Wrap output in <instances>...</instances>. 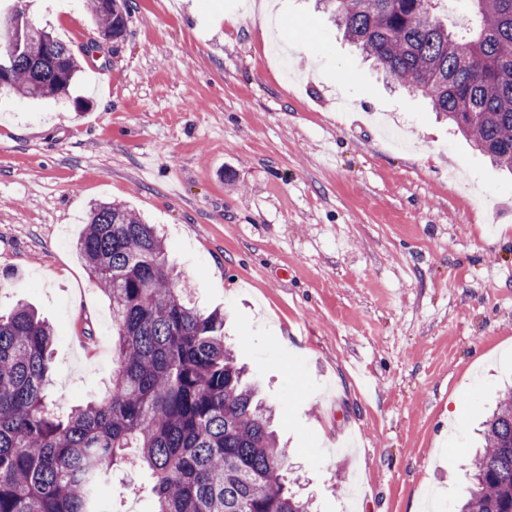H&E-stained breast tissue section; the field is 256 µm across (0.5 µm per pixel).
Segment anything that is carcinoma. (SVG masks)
Returning <instances> with one entry per match:
<instances>
[{"label":"carcinoma","mask_w":512,"mask_h":512,"mask_svg":"<svg viewBox=\"0 0 512 512\" xmlns=\"http://www.w3.org/2000/svg\"><path fill=\"white\" fill-rule=\"evenodd\" d=\"M343 36L406 90L430 99L474 147L512 170V0H468L469 36L434 0H320ZM97 28L124 40L129 0H92ZM0 82L23 98L69 93L72 49L13 7L0 31ZM76 250L112 306L118 368L101 399L49 403L54 328L27 304L0 316V512H97L96 490L137 449L154 479L152 512H311L286 481L288 449L270 428L224 336V315L186 297L163 237L128 207H91ZM459 512H512V389L484 429Z\"/></svg>","instance_id":"carcinoma-1"}]
</instances>
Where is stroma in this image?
<instances>
[{
  "mask_svg": "<svg viewBox=\"0 0 512 512\" xmlns=\"http://www.w3.org/2000/svg\"><path fill=\"white\" fill-rule=\"evenodd\" d=\"M22 0L82 65L64 98L0 92V315L54 327L51 393L102 398L108 298L75 243L92 203L158 225L224 332L314 512H455L512 386V173L386 78L315 0ZM115 472L112 512H151ZM92 11L97 28L105 39L123 41L130 18L129 0H92Z\"/></svg>",
  "mask_w": 512,
  "mask_h": 512,
  "instance_id": "1",
  "label": "stroma"
}]
</instances>
